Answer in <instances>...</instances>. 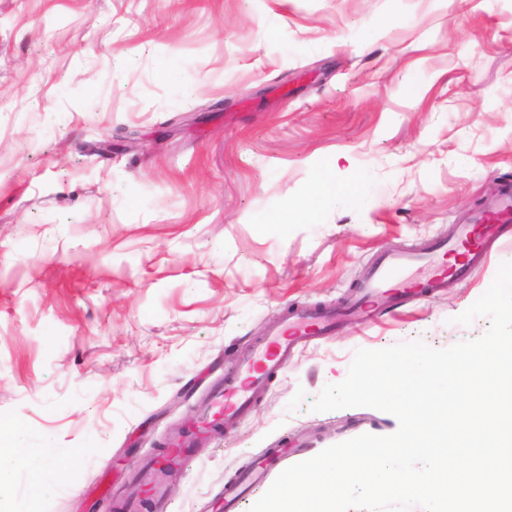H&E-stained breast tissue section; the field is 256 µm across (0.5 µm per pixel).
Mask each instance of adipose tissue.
Returning <instances> with one entry per match:
<instances>
[{
	"label": "adipose tissue",
	"mask_w": 512,
	"mask_h": 512,
	"mask_svg": "<svg viewBox=\"0 0 512 512\" xmlns=\"http://www.w3.org/2000/svg\"><path fill=\"white\" fill-rule=\"evenodd\" d=\"M56 455L52 436H43L34 446L23 427L0 424V512H15L9 489L18 472L26 474L31 502H38L55 489L51 471Z\"/></svg>",
	"instance_id": "ef3b65f1"
}]
</instances>
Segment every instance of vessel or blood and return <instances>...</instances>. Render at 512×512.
Masks as SVG:
<instances>
[{
	"label": "vessel or blood",
	"mask_w": 512,
	"mask_h": 512,
	"mask_svg": "<svg viewBox=\"0 0 512 512\" xmlns=\"http://www.w3.org/2000/svg\"><path fill=\"white\" fill-rule=\"evenodd\" d=\"M509 224H512V192L506 191L492 208L484 210L472 223L456 225L448 238L436 240L417 252L378 257L368 269L348 308L349 313L366 318L379 303L389 300L405 303L414 296L438 292L446 285L445 277L434 273L413 279L408 275L409 270L431 266L435 257L464 247L469 248L472 262H483L487 242L499 239ZM334 321V316L310 310L291 312L270 327L264 347L238 364L232 380L214 383L209 388L194 434L169 441L165 450L142 460L135 470L143 498L151 501L155 512H167L166 474L192 462L198 437L211 435L216 427H229L242 419L268 379L287 368L295 349L323 336ZM267 476V471L257 470L226 484L220 505L222 512H237L245 495L263 485Z\"/></svg>",
	"instance_id": "obj_1"
}]
</instances>
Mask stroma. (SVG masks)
Listing matches in <instances>:
<instances>
[{"mask_svg":"<svg viewBox=\"0 0 512 512\" xmlns=\"http://www.w3.org/2000/svg\"><path fill=\"white\" fill-rule=\"evenodd\" d=\"M379 29L373 42L362 31ZM359 204L278 216L321 168ZM512 185V0H0V419L88 455L38 512L127 493L134 461L299 308L338 309L381 254L413 252ZM438 258L444 290L340 324L179 474L168 512L362 434L315 413L356 350L482 335L456 323L512 261Z\"/></svg>","mask_w":512,"mask_h":512,"instance_id":"stroma-1","label":"stroma"}]
</instances>
